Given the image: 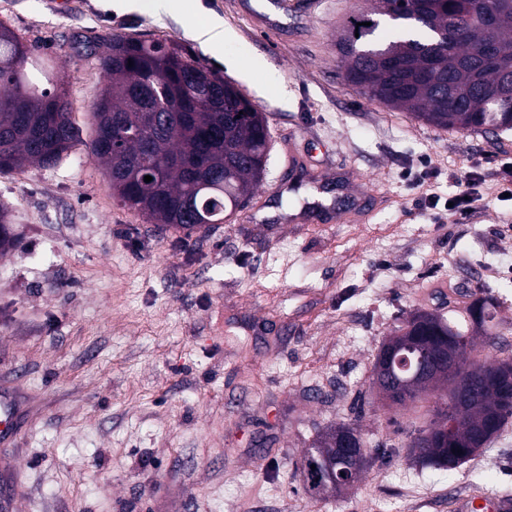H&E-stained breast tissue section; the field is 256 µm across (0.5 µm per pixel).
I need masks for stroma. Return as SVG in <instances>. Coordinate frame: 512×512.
Instances as JSON below:
<instances>
[{"label": "stroma", "mask_w": 512, "mask_h": 512, "mask_svg": "<svg viewBox=\"0 0 512 512\" xmlns=\"http://www.w3.org/2000/svg\"><path fill=\"white\" fill-rule=\"evenodd\" d=\"M276 0H203L224 43L204 49L176 17L106 10L102 0H0V20L65 75L80 129L55 167L0 175L13 246L0 254V384L23 411L0 446L15 512H455L486 493L512 501V424L476 454L481 468L418 465L406 443L432 403L379 401L380 345L416 310L459 308L489 293L496 346L512 359V199L495 171L512 131L441 129L369 99L342 77L336 39L366 0H283L270 49L253 12ZM164 41L237 86L270 133L265 176L231 223L193 233L119 205L86 148L104 81L78 40L107 33ZM340 201L335 224H292L308 191H283L293 159ZM479 162L470 216L434 211ZM383 202L364 221L353 195ZM447 291L424 296L427 284ZM342 421L383 447L341 495L299 476L316 434Z\"/></svg>", "instance_id": "stroma-1"}]
</instances>
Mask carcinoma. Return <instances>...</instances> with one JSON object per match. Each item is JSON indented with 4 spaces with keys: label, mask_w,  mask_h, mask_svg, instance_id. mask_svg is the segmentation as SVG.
<instances>
[{
    "label": "carcinoma",
    "mask_w": 512,
    "mask_h": 512,
    "mask_svg": "<svg viewBox=\"0 0 512 512\" xmlns=\"http://www.w3.org/2000/svg\"><path fill=\"white\" fill-rule=\"evenodd\" d=\"M354 17L336 47L344 79L364 95L412 112L443 129L473 132L512 129V0H371ZM493 11V31L477 24ZM22 39L0 21V172L56 166L78 143L65 92L54 69L20 51ZM99 58L103 93L91 105L95 121L90 153L104 165L118 202L149 224L192 232L224 224L245 206L265 172L269 129L263 113L230 82L153 39L108 34L84 44ZM133 66H128V61ZM58 96L54 112L41 99ZM149 175L152 181L145 182ZM8 212L0 210V251L12 244ZM497 305L472 301L448 314L419 310L380 346L409 360L395 370V404L407 407L435 396V407L457 408L448 436L437 419L414 429L408 444L416 460L451 469L489 445L512 418V368L482 361L473 332L496 344ZM349 428L367 448L355 422L329 427L307 449L303 487L312 495L335 492L336 435Z\"/></svg>",
    "instance_id": "carcinoma-1"
}]
</instances>
